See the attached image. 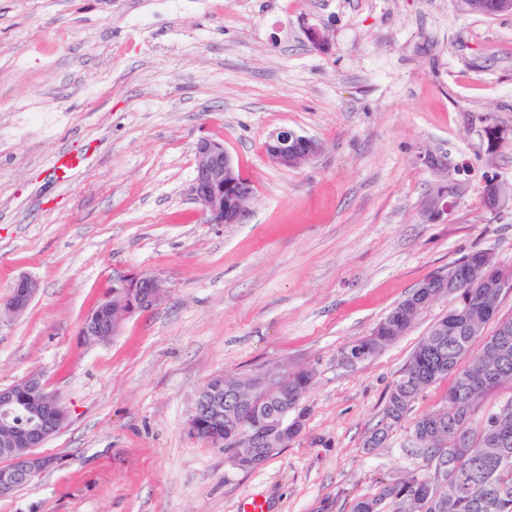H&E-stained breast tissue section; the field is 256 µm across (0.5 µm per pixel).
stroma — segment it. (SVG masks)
<instances>
[{"instance_id": "stroma-1", "label": "stroma", "mask_w": 512, "mask_h": 512, "mask_svg": "<svg viewBox=\"0 0 512 512\" xmlns=\"http://www.w3.org/2000/svg\"><path fill=\"white\" fill-rule=\"evenodd\" d=\"M281 130L320 153L274 164L263 144ZM202 138L253 186L243 223H204L188 196ZM68 154L77 169L53 167ZM461 163L464 195L430 219ZM489 173L512 183V15L457 0H0V303L19 275L39 283L23 316L0 318V385L40 375L69 414L39 450L52 466L0 512H240L252 495L269 512H350L431 473L411 429L447 381L383 447L363 440L452 298L357 366L341 354L469 252L512 270V208L484 210ZM132 271L165 296L87 342L86 315ZM275 364L315 370L306 425L237 469L187 432L193 398Z\"/></svg>"}]
</instances>
